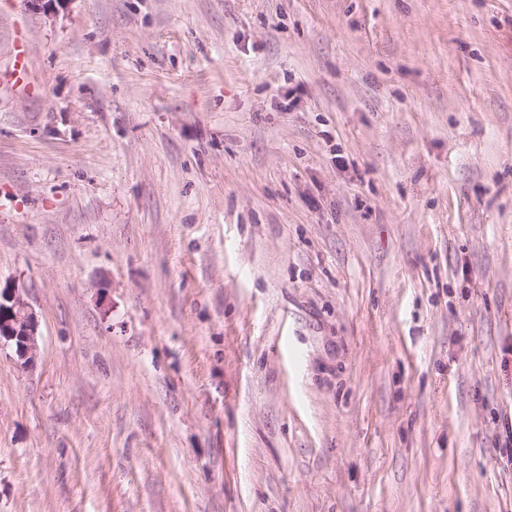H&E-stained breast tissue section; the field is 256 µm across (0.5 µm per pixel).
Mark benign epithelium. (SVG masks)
I'll return each instance as SVG.
<instances>
[{"mask_svg":"<svg viewBox=\"0 0 512 512\" xmlns=\"http://www.w3.org/2000/svg\"><path fill=\"white\" fill-rule=\"evenodd\" d=\"M39 332L38 318L12 284L0 287V348L9 347L29 366L33 363Z\"/></svg>","mask_w":512,"mask_h":512,"instance_id":"7a95c632","label":"benign epithelium"}]
</instances>
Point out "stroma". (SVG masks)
Instances as JSON below:
<instances>
[{"label":"stroma","instance_id":"obj_1","mask_svg":"<svg viewBox=\"0 0 512 512\" xmlns=\"http://www.w3.org/2000/svg\"><path fill=\"white\" fill-rule=\"evenodd\" d=\"M0 281V512H512V0H0ZM39 332L38 318L19 288L0 283V349L10 347L24 366L33 363Z\"/></svg>","mask_w":512,"mask_h":512}]
</instances>
